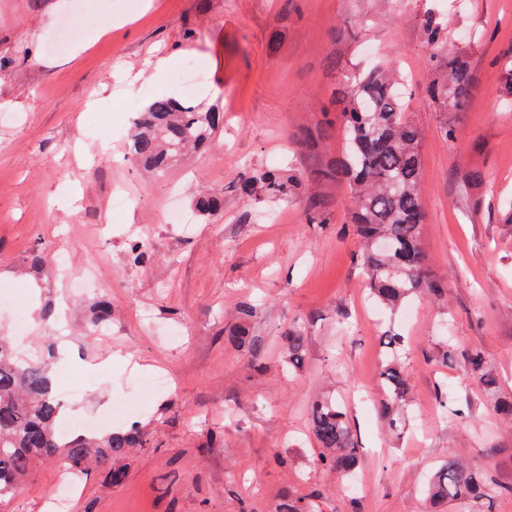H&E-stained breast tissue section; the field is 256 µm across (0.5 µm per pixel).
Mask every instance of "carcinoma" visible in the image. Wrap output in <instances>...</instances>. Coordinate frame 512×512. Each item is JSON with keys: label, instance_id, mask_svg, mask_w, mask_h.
Instances as JSON below:
<instances>
[{"label": "carcinoma", "instance_id": "carcinoma-1", "mask_svg": "<svg viewBox=\"0 0 512 512\" xmlns=\"http://www.w3.org/2000/svg\"><path fill=\"white\" fill-rule=\"evenodd\" d=\"M425 39L433 47L444 42L446 27L434 15L421 21ZM429 65L437 77L428 87L437 103L456 105L472 84L465 61H446L433 53ZM504 89L512 96V50L498 61ZM404 97L394 73L376 70L355 74L344 96L341 112L345 146L324 172L328 178H345L353 186V232L363 249L360 264L372 297L381 305H399L415 288L439 293L443 286L425 275L421 247L423 212L419 185L421 156L419 129L403 120ZM224 128V114L201 112L180 100L154 98L135 124L128 153L154 176L165 177L172 164L188 149L204 150ZM298 181L284 179L276 170L249 177L240 190L282 198L296 195ZM200 217L211 220L224 208V192H210L195 202ZM471 374L487 385L494 382L478 353L463 356ZM382 387L387 400L381 404L388 418L393 403L403 400L407 379L395 360L381 365ZM63 404L54 392L46 367L37 360L15 355L9 339L0 336V500L15 493L23 478L38 462L63 461L73 478H82L94 467L115 463L144 444L143 427H116L104 434L59 436ZM312 433L323 448L319 464L343 476L353 473L357 448L346 413L332 402L317 404L312 411ZM430 496L443 501L471 497L489 499L512 495V486L489 480L463 460L450 457L439 467L429 486ZM316 494L281 503L278 512H312Z\"/></svg>", "mask_w": 512, "mask_h": 512}]
</instances>
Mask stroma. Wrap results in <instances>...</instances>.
Segmentation results:
<instances>
[{
  "label": "stroma",
  "mask_w": 512,
  "mask_h": 512,
  "mask_svg": "<svg viewBox=\"0 0 512 512\" xmlns=\"http://www.w3.org/2000/svg\"><path fill=\"white\" fill-rule=\"evenodd\" d=\"M467 2L89 0L105 24L92 37L73 28L56 54L49 44L71 0H0V292L18 285L28 297L0 313V334L44 356L40 314L52 309L66 341L51 371L62 382L72 364L83 377L68 419L104 413L136 378L170 381L134 413L149 439L120 460L123 482L94 470L66 512H275L312 491L315 512H512L511 497L426 495L452 454L512 485V421L496 410L512 398V104L496 64L512 48V0ZM430 13L448 20L445 54L474 76L457 106L426 93L434 72L420 20ZM189 56L206 85L174 83ZM160 57L171 64L158 75ZM382 66L404 78L403 117L422 133V247L443 286L395 312L369 295L347 183L319 176L342 152L349 76ZM162 95L222 112L224 128L159 180L127 157L126 111ZM93 102L111 104L110 127ZM272 167L300 180L297 197L240 192ZM116 186L132 197L119 212ZM204 190L223 191L221 217L164 222L168 204L193 211ZM311 199L323 200L325 223H308ZM135 230L149 246L141 263ZM37 248L94 266L95 282L67 292L53 266H32ZM104 300L112 320L90 331ZM244 306L253 313L243 321ZM294 329L306 343L292 364L284 338ZM392 331L408 341L409 399L395 428L376 408ZM466 351L482 355L495 385L465 372ZM326 400L344 404L358 443L353 505L345 480L314 463L310 413ZM57 493L55 464L39 463L0 512H50Z\"/></svg>",
  "instance_id": "obj_1"
}]
</instances>
